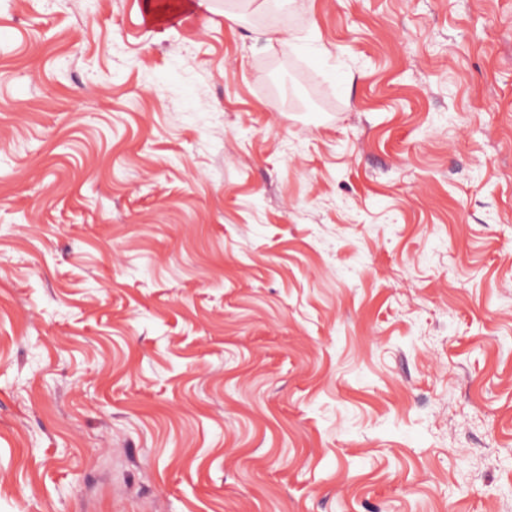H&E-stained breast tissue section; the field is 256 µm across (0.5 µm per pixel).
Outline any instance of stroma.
<instances>
[{
  "label": "stroma",
  "mask_w": 512,
  "mask_h": 512,
  "mask_svg": "<svg viewBox=\"0 0 512 512\" xmlns=\"http://www.w3.org/2000/svg\"><path fill=\"white\" fill-rule=\"evenodd\" d=\"M141 2L0 0V512H512V0ZM197 3H199L198 6H201L200 2H195L192 0H181L176 2L169 9H162L154 2V0H143L142 10L145 17H147L150 21H159L161 19H170L180 14L192 12L195 10Z\"/></svg>",
  "instance_id": "stroma-1"
}]
</instances>
